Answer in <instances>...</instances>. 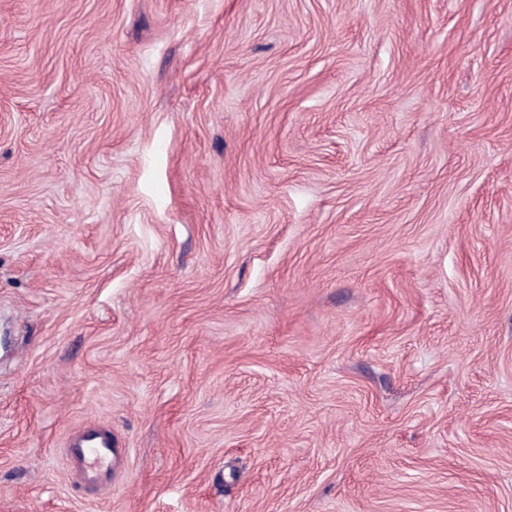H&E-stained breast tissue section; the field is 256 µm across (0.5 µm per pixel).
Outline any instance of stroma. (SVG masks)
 <instances>
[{
  "label": "stroma",
  "instance_id": "35a3bbf8",
  "mask_svg": "<svg viewBox=\"0 0 512 512\" xmlns=\"http://www.w3.org/2000/svg\"><path fill=\"white\" fill-rule=\"evenodd\" d=\"M0 512H512V0H0ZM118 456L117 449L112 448V440L94 429L71 439L67 448L72 474L83 485L92 487L112 476Z\"/></svg>",
  "mask_w": 512,
  "mask_h": 512
}]
</instances>
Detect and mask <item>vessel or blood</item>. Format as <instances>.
I'll return each instance as SVG.
<instances>
[{
    "instance_id": "b4317fda",
    "label": "vessel or blood",
    "mask_w": 512,
    "mask_h": 512,
    "mask_svg": "<svg viewBox=\"0 0 512 512\" xmlns=\"http://www.w3.org/2000/svg\"><path fill=\"white\" fill-rule=\"evenodd\" d=\"M119 453L111 439L91 429L70 440L67 458L71 472L86 486H98L110 477Z\"/></svg>"
}]
</instances>
